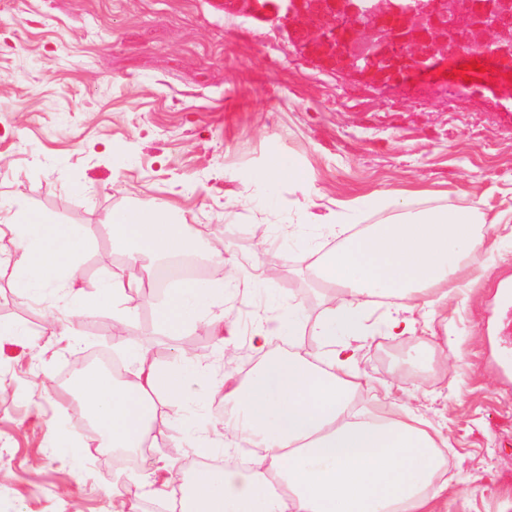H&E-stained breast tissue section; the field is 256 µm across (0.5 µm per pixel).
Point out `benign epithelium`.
Instances as JSON below:
<instances>
[{
    "label": "benign epithelium",
    "mask_w": 512,
    "mask_h": 512,
    "mask_svg": "<svg viewBox=\"0 0 512 512\" xmlns=\"http://www.w3.org/2000/svg\"><path fill=\"white\" fill-rule=\"evenodd\" d=\"M257 0H224L252 13ZM268 17L325 68L381 88L448 84L460 66L490 97L512 106V0H280Z\"/></svg>",
    "instance_id": "7a95c632"
}]
</instances>
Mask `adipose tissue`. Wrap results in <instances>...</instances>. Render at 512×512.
I'll list each match as a JSON object with an SVG mask.
<instances>
[{"label":"adipose tissue","mask_w":512,"mask_h":512,"mask_svg":"<svg viewBox=\"0 0 512 512\" xmlns=\"http://www.w3.org/2000/svg\"><path fill=\"white\" fill-rule=\"evenodd\" d=\"M482 221L476 207L406 209L392 222L349 235L344 212H336L328 228L341 244L314 262L317 278L336 294L327 317L309 322L293 305L287 318L266 319L250 340L264 357L262 365L245 379L227 375L219 382L232 414L222 426L206 429L203 441L222 447L229 438H246L256 449L249 465L201 468L188 486L171 468L162 489L174 496L192 491L195 512H435L448 488L435 434L408 415L385 422L355 419L350 404L360 375L351 364L370 334L368 297L397 298L384 330L390 336L412 334L419 301L447 304L448 281L460 270L463 253L495 249L477 229ZM5 226L15 246L18 296L39 287L80 297L78 262L92 244L83 226L56 223L22 205L10 209ZM111 227L113 246L139 261L136 270L99 290L98 302L116 308L143 288L145 259L183 253L195 240L191 226L176 222L163 202L115 210ZM217 294L216 287L201 282L172 289L159 312L166 335L200 322ZM309 331L331 344L325 364L299 351ZM283 335L291 339V350L269 354ZM128 354L136 367L134 381L119 383L90 372L80 391L105 447L149 448L157 411L153 393L163 391L168 407H182L190 395L188 381L206 373L186 356L177 368L164 370L144 349L133 347Z\"/></svg>","instance_id":"adipose-tissue-1"}]
</instances>
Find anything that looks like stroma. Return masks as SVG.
Wrapping results in <instances>:
<instances>
[{
    "mask_svg": "<svg viewBox=\"0 0 512 512\" xmlns=\"http://www.w3.org/2000/svg\"><path fill=\"white\" fill-rule=\"evenodd\" d=\"M275 155L304 169L309 196L253 182ZM0 192L90 229L78 275L91 288L128 262L112 248V211L170 203L197 228L204 283L224 287L223 305L206 312L234 325L233 343L193 348L210 381L193 384L184 410L158 415L150 455L128 469L141 489L126 512L165 505L157 467L191 475L224 457L183 437L196 422H221L217 383L255 362L250 338L266 317L295 302L322 317L310 252L339 245L328 215L351 210L355 233L404 205L482 200L480 230L498 250L466 259L447 307L417 310L413 335L368 337L359 370L377 390L356 391L351 407L363 418H422L446 441L439 512H512V223L493 221L512 207V109L453 85L351 82L304 55L283 25L225 13L218 0H0ZM260 224L290 255L271 279ZM214 250L236 259L250 288L227 281ZM165 301L150 292L128 301L117 331L111 308L81 317L51 288L18 297L12 266H0V322L19 330L0 335V512H112V460L95 452L64 376L86 352L125 362L128 343L175 368L183 337L160 328ZM55 319L70 333L52 334Z\"/></svg>",
    "mask_w": 512,
    "mask_h": 512,
    "instance_id": "obj_1",
    "label": "stroma"
}]
</instances>
